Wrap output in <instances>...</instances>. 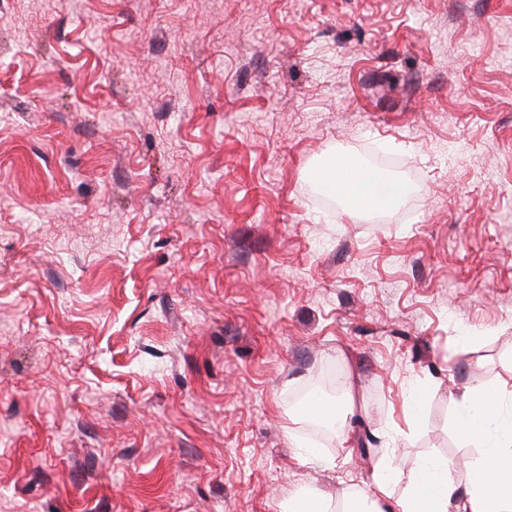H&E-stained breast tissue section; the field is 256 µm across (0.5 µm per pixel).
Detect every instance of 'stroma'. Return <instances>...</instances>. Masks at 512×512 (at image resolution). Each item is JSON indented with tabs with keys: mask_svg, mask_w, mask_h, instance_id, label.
Segmentation results:
<instances>
[{
	"mask_svg": "<svg viewBox=\"0 0 512 512\" xmlns=\"http://www.w3.org/2000/svg\"><path fill=\"white\" fill-rule=\"evenodd\" d=\"M368 150L400 201L323 203ZM509 378L512 0H0V512L334 499Z\"/></svg>",
	"mask_w": 512,
	"mask_h": 512,
	"instance_id": "stroma-1",
	"label": "stroma"
}]
</instances>
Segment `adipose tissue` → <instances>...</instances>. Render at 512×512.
I'll return each instance as SVG.
<instances>
[{"instance_id": "adipose-tissue-1", "label": "adipose tissue", "mask_w": 512, "mask_h": 512, "mask_svg": "<svg viewBox=\"0 0 512 512\" xmlns=\"http://www.w3.org/2000/svg\"><path fill=\"white\" fill-rule=\"evenodd\" d=\"M321 182L359 211L389 206L400 195L395 182L344 166L324 168ZM452 401L457 441L478 451L465 483L457 482L455 463L428 458L411 472L408 491L397 497L398 467L388 462L377 468L371 483L346 486L334 501L302 489L289 500L288 512H512V384L478 382Z\"/></svg>"}]
</instances>
